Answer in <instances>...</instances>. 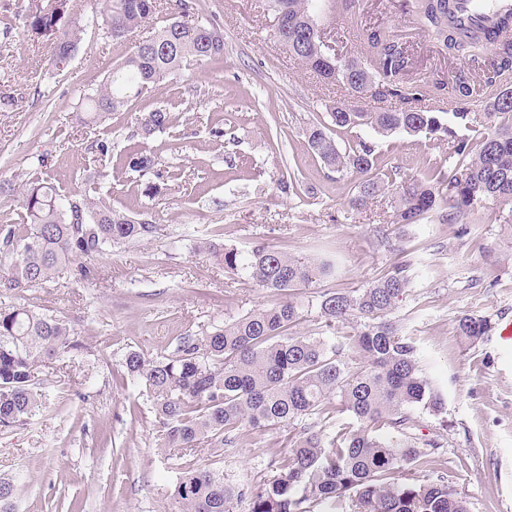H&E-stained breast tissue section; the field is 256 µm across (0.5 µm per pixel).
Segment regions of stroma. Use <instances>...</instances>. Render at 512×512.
Returning a JSON list of instances; mask_svg holds the SVG:
<instances>
[{"mask_svg":"<svg viewBox=\"0 0 512 512\" xmlns=\"http://www.w3.org/2000/svg\"><path fill=\"white\" fill-rule=\"evenodd\" d=\"M28 2L0 0V183L19 184L41 155L63 191L83 190L95 175L107 202L153 231L75 258L51 282L9 298L65 317L80 343L65 360L37 368L46 409L0 431V478L27 475L18 512H174L173 462L154 443L159 421L145 387L127 379L120 362L130 350L171 353L179 336L272 302L247 273L225 272L200 249L202 231L216 226L244 251L265 243L313 258L331 243L336 288L363 287L409 262L411 283L391 317L418 339L422 369L445 396L444 413L421 417L427 431L446 430L436 468L467 496L470 512H512V349L493 331L474 345L455 332L464 313L494 325L512 320V205L489 201L456 223L441 208L406 225L394 223L390 193L351 209L358 178L329 170L306 137L348 93L320 82L274 41L266 0H206L202 18L224 32L222 63H189L106 124L89 126L75 121L76 108L131 45L105 38L96 0H70L82 41L68 63L54 65L49 43L26 30ZM360 12L358 27L341 16L327 22L339 54L368 59L362 30L379 25L408 35L409 79L436 70L451 76L462 66L416 30L402 0H360ZM157 108L171 123L143 136L139 118ZM360 137L375 140L378 173L420 179L448 168L447 144L423 135L380 137L361 126L335 140ZM99 140L107 155L92 152ZM136 145L158 158L143 177L123 165ZM290 173L297 181L281 191ZM82 266L88 278L78 275ZM284 435L272 429L257 442L246 431L238 447L203 449L198 462L227 482L256 484L275 474Z\"/></svg>","mask_w":512,"mask_h":512,"instance_id":"35a3bbf8","label":"stroma"}]
</instances>
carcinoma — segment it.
Returning a JSON list of instances; mask_svg holds the SVG:
<instances>
[{"label": "carcinoma", "instance_id": "cac0c4a2", "mask_svg": "<svg viewBox=\"0 0 512 512\" xmlns=\"http://www.w3.org/2000/svg\"><path fill=\"white\" fill-rule=\"evenodd\" d=\"M161 0H99L97 19L104 35L116 42L147 23ZM457 0H412L429 35L465 66L453 84L439 74L411 86L403 76L411 54L393 34L372 29L367 41L376 63L357 57L329 60L318 39L317 7L336 13V0H266L281 18L275 41L325 84L353 90L359 99H394L391 112H362L345 104L327 108V120L307 130V142L330 169L359 177L351 207L360 210L381 191L398 196L395 222L415 224L446 207L456 215L493 200L512 204V19L504 17L492 57L485 47L493 31L461 32L455 25ZM198 0H177L176 12L154 35V44L134 46L112 68L106 81L82 100L78 121L102 123L144 91L157 86L185 63H219L224 35L196 17ZM26 27L52 44L53 55L74 53L82 28L69 11V0H29ZM496 91L488 98L483 120L469 111L478 88ZM451 89L459 107L437 112L425 101ZM170 113L158 108L141 118L145 135L165 129ZM368 125L387 137L398 132L445 141L459 165L448 174L409 185L392 174L373 176L379 155L374 142L360 139L340 149L329 127L345 130ZM151 153L132 149L124 165L145 174L156 165ZM45 159L29 166L15 187L18 222L0 224V296L43 284L58 267L79 256L101 254L116 244L148 237L153 225L133 220L99 197L86 181L80 193L66 196L45 177ZM205 249L232 274L241 269L274 296V301L197 334L179 337L174 352L148 358L130 350L122 359L125 375L142 383L152 398L160 429L155 446L180 450L171 486L175 512H469L468 502L444 473L428 468L443 447V435L421 433L420 413L445 409L442 394L423 374L420 347L391 318L396 301L409 288V264L400 263L362 288H327L319 295L318 315L329 336L295 332L303 319L297 291L329 279L328 261L292 257L258 244L242 252L214 238ZM360 320V329L339 327ZM456 331L474 344L491 331L488 320L463 314ZM75 331L61 317L25 305H0V430L26 425L43 408L34 367L60 360L78 349ZM357 425L329 423L333 411ZM300 422L302 433L274 462L278 474L257 485L234 486L224 474L193 460L202 447L235 448L242 432L261 436L270 428ZM17 485L0 480V512H15Z\"/></svg>", "mask_w": 512, "mask_h": 512}]
</instances>
